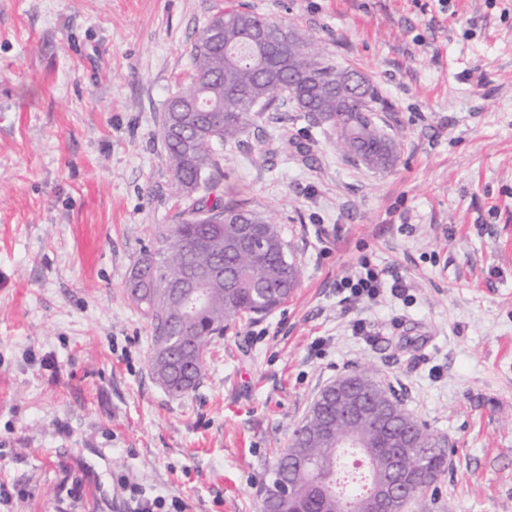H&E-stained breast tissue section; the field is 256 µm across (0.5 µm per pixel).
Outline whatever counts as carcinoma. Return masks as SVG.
<instances>
[{
    "mask_svg": "<svg viewBox=\"0 0 512 512\" xmlns=\"http://www.w3.org/2000/svg\"><path fill=\"white\" fill-rule=\"evenodd\" d=\"M189 57L191 80L170 101L198 97L207 102L206 111L182 110L179 142L168 135L170 115L164 114L162 121L172 180L186 206L174 223L158 226L156 249L138 260L125 289L129 302L147 308L153 329L151 369L173 396L199 385L206 349L214 337L223 335L226 322L271 312L288 300L299 279L272 218L243 202L215 196L224 176V146L240 143L264 113L289 105L336 131L343 152L354 154L368 168L385 169L397 157L395 142L373 116L381 103L376 88L368 80L360 90L349 87L346 80L359 72L329 62L296 27L231 9L210 18L196 33ZM247 221L265 242L258 258L246 251L231 254L227 248ZM175 281H199L202 287L181 302L168 293ZM368 376L385 403V421L367 419L360 426L359 436L368 446L367 474L382 465L404 434L421 446L438 440L391 389L373 373ZM342 413L343 403L334 400L324 412L310 408L304 418L308 436L301 443L291 442V448L308 449L321 469H290L288 453H283L273 468L261 512L271 507L279 512H354L370 488L351 484L340 492L345 462L320 437L327 414L337 429L347 431ZM406 464L419 465L431 475L418 486L421 493L448 471V452L442 448L421 462L410 456Z\"/></svg>",
    "mask_w": 512,
    "mask_h": 512,
    "instance_id": "carcinoma-1",
    "label": "carcinoma"
}]
</instances>
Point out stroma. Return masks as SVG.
Segmentation results:
<instances>
[{
	"label": "stroma",
	"mask_w": 512,
	"mask_h": 512,
	"mask_svg": "<svg viewBox=\"0 0 512 512\" xmlns=\"http://www.w3.org/2000/svg\"><path fill=\"white\" fill-rule=\"evenodd\" d=\"M232 6L361 70L398 158L355 162L301 112L225 148L221 194L275 216L301 276L175 398L124 289L184 207L166 102ZM365 256L405 296L345 301ZM364 368L448 441L407 512H512V0H0V512H260L318 393ZM406 464L407 466H420L431 475L430 480L422 482L418 486L417 493H422L435 484L439 477L448 471V452L446 448H441L439 451L426 456L421 465L415 457L409 456L406 459Z\"/></svg>",
	"instance_id": "35a3bbf8"
}]
</instances>
